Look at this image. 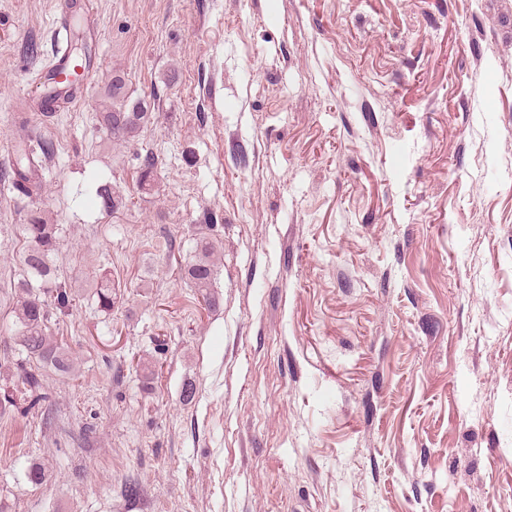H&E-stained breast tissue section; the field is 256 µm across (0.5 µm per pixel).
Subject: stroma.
<instances>
[{
    "label": "stroma",
    "mask_w": 512,
    "mask_h": 512,
    "mask_svg": "<svg viewBox=\"0 0 512 512\" xmlns=\"http://www.w3.org/2000/svg\"><path fill=\"white\" fill-rule=\"evenodd\" d=\"M77 2L94 78L45 117L61 5L0 0L5 512H512V0ZM116 75L129 140L97 120ZM35 138L56 153L22 195ZM34 214L74 360L36 404L9 329ZM55 150V143L47 138L37 140L35 145L29 143V146H18L14 154L13 185L29 193L31 186L39 179L37 172L38 166L41 167V159L51 158ZM215 243L207 237L199 239L196 245L195 259L186 266V276L194 288L203 296L208 295V288H211L214 276V263L211 260L214 254Z\"/></svg>",
    "instance_id": "stroma-1"
}]
</instances>
